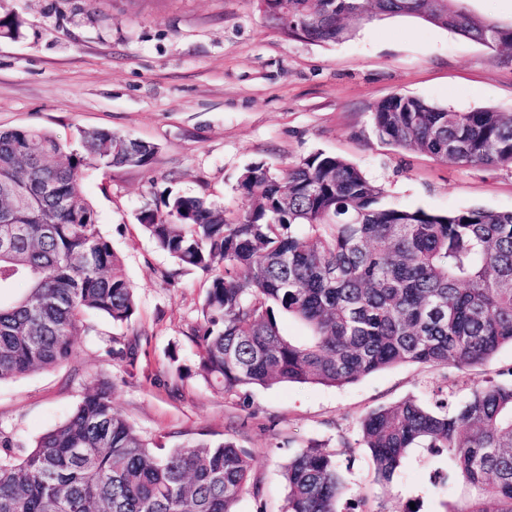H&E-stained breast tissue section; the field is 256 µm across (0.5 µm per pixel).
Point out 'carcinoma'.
<instances>
[{"label": "carcinoma", "instance_id": "obj_1", "mask_svg": "<svg viewBox=\"0 0 512 512\" xmlns=\"http://www.w3.org/2000/svg\"><path fill=\"white\" fill-rule=\"evenodd\" d=\"M263 14L295 39L336 42L351 25L422 18L493 50H512V26L459 0H264ZM21 21L0 18V38ZM377 135L459 166L512 167V113L449 112L393 94L373 107ZM158 148L81 130L71 148L47 130L0 131V382L74 357L93 310L131 321L134 288L84 191L86 175L148 168ZM224 208L171 190L137 215L181 267L211 275L192 328L197 373L226 395L280 383L344 386L403 363L478 367L512 346V211L447 213L383 203L384 190L346 160L315 153L273 171L248 166ZM289 315L308 330L285 336ZM375 480L392 482L409 449L448 458L459 486L444 512H512V380L428 406L414 398L361 421ZM254 457L235 442L192 441L165 455L113 405L106 381L21 455H0V512H236ZM284 512H341L335 454L315 444L284 466ZM435 471L433 479L443 478Z\"/></svg>", "mask_w": 512, "mask_h": 512}]
</instances>
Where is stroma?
Masks as SVG:
<instances>
[{
    "instance_id": "1",
    "label": "stroma",
    "mask_w": 512,
    "mask_h": 512,
    "mask_svg": "<svg viewBox=\"0 0 512 512\" xmlns=\"http://www.w3.org/2000/svg\"><path fill=\"white\" fill-rule=\"evenodd\" d=\"M22 23L0 40V130L45 129L61 141L78 130L117 132L157 146L148 168L90 172L84 188L100 229L136 288L124 327L90 311L91 335L61 367L0 382V436L29 446L108 378L115 407L145 437L174 448L232 440L253 454L259 497L237 512H282L284 465L301 447L336 455L341 512H442L449 485L431 475L445 456L414 449L389 487L374 480L360 421L407 398L432 403L438 387L463 401L471 382L507 380L512 347L466 372L395 365L343 387L282 383L227 395L194 375L191 339L209 275L179 269L138 224L137 213L172 187L242 208L237 179L251 164L279 169L314 153L338 156L402 208L445 213L464 206L512 211V167H462L383 141L374 105L393 94L451 112L512 113V52H494L422 19L393 16L354 26L340 41L285 35L257 0H0ZM135 343L136 366L112 355ZM187 368L179 376L178 368Z\"/></svg>"
}]
</instances>
